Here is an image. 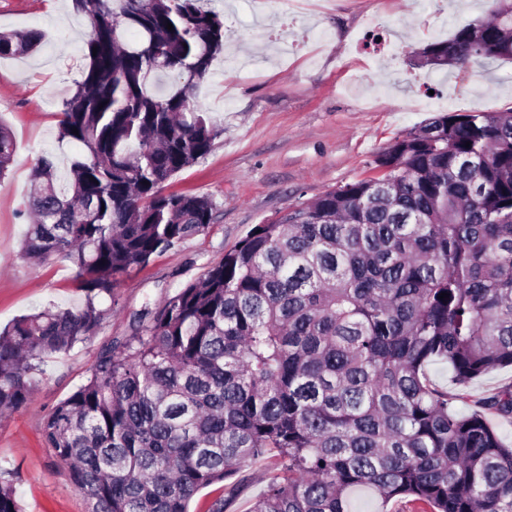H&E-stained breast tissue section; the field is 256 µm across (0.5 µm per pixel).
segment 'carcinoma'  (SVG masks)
<instances>
[{
  "label": "carcinoma",
  "mask_w": 512,
  "mask_h": 512,
  "mask_svg": "<svg viewBox=\"0 0 512 512\" xmlns=\"http://www.w3.org/2000/svg\"><path fill=\"white\" fill-rule=\"evenodd\" d=\"M73 7L89 22L86 65L60 138L87 157L63 175L38 160L22 253L69 260L85 302L0 332L1 417L26 405L44 356L88 338L119 276L214 219L209 197L162 185L223 132L193 94L224 50L220 14L205 0ZM41 44L0 32V59ZM499 58L512 59V0L412 52L417 67L460 70ZM14 151L0 124V175ZM373 170L255 225L99 352L43 428L88 512H188L208 487L207 512H224L226 481L269 457L288 470L251 512H353L360 490L512 512V446L488 421L512 418V385L455 408L473 380L512 366V110L433 117ZM435 363L455 390L429 377ZM0 512H22L8 479Z\"/></svg>",
  "instance_id": "carcinoma-1"
}]
</instances>
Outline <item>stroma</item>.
I'll use <instances>...</instances> for the list:
<instances>
[{
    "label": "stroma",
    "instance_id": "stroma-1",
    "mask_svg": "<svg viewBox=\"0 0 512 512\" xmlns=\"http://www.w3.org/2000/svg\"><path fill=\"white\" fill-rule=\"evenodd\" d=\"M494 0H330L323 10L302 0H217L230 49L213 64L196 100L223 132L211 150L164 183L168 193L209 196L215 218L204 234L153 255L120 276L94 332L70 351L45 356L36 391L0 419V477L12 481L24 512H87L84 495L43 441L51 410L90 375L98 353L137 333L142 315L200 277L258 224L326 190L370 175L396 136L438 115L440 106L407 110L423 83L452 96L451 111L512 109V62L463 72L414 69L411 49L446 38L486 17ZM389 34L384 57L360 39L369 20ZM87 19L71 0H0V30L44 36L25 59H0V122L15 153L0 176V328L46 307L79 308L84 294L72 264L21 256L30 215L25 198L38 159L70 165L81 145L59 138L63 102L82 78ZM285 467L265 459L233 477L225 512H250Z\"/></svg>",
    "mask_w": 512,
    "mask_h": 512
}]
</instances>
